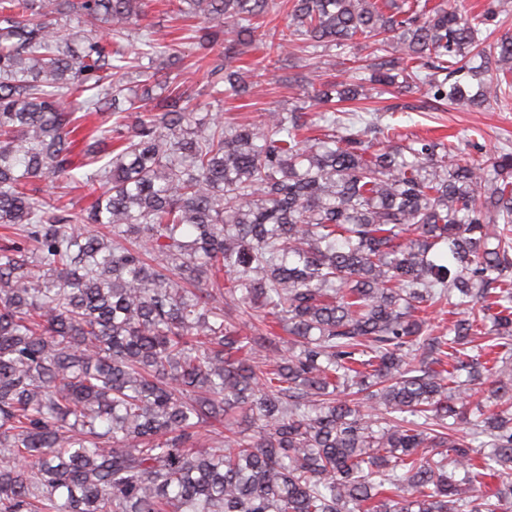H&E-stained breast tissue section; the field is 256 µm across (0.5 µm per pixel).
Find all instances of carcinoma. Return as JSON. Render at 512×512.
<instances>
[{
  "label": "carcinoma",
  "instance_id": "1",
  "mask_svg": "<svg viewBox=\"0 0 512 512\" xmlns=\"http://www.w3.org/2000/svg\"><path fill=\"white\" fill-rule=\"evenodd\" d=\"M168 2L217 98L255 93L260 38L368 54L226 126L152 67L183 38L123 44L149 0H0V512H508L512 153L454 163L360 113L511 105L509 0H292L281 26L280 0Z\"/></svg>",
  "mask_w": 512,
  "mask_h": 512
}]
</instances>
